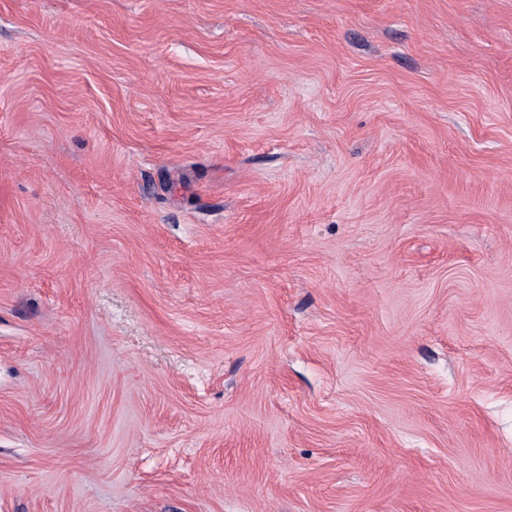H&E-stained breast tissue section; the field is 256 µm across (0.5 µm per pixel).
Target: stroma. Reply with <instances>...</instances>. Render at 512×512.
<instances>
[{"label": "stroma", "instance_id": "1", "mask_svg": "<svg viewBox=\"0 0 512 512\" xmlns=\"http://www.w3.org/2000/svg\"><path fill=\"white\" fill-rule=\"evenodd\" d=\"M0 512H512V0H0Z\"/></svg>", "mask_w": 512, "mask_h": 512}]
</instances>
